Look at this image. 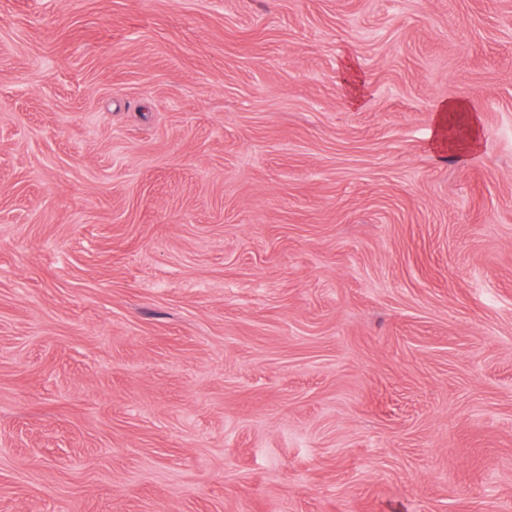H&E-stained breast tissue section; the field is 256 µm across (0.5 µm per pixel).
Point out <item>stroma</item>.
I'll use <instances>...</instances> for the list:
<instances>
[{
  "label": "stroma",
  "mask_w": 512,
  "mask_h": 512,
  "mask_svg": "<svg viewBox=\"0 0 512 512\" xmlns=\"http://www.w3.org/2000/svg\"><path fill=\"white\" fill-rule=\"evenodd\" d=\"M0 512H512V0H0ZM436 112H439L438 127L441 141L446 138L447 128L443 118L448 112V147H452L455 144V139L452 134L454 133V120L456 118L464 117L465 119H469L471 123H475V118L471 114H468V112L471 111L463 102L452 100L444 101L440 103Z\"/></svg>",
  "instance_id": "35a3bbf8"
}]
</instances>
